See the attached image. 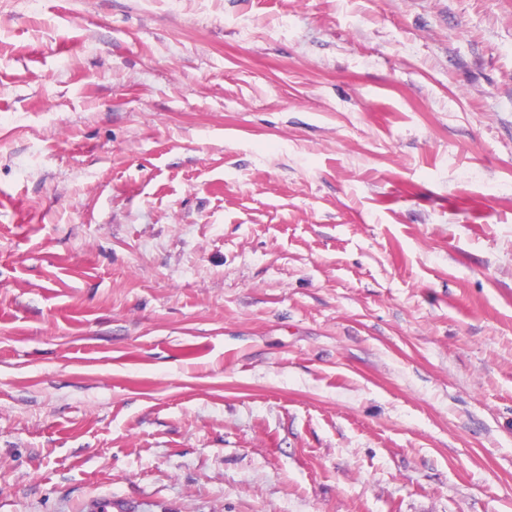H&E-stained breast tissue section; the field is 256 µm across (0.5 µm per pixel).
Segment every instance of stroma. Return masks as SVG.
Instances as JSON below:
<instances>
[{"mask_svg": "<svg viewBox=\"0 0 512 512\" xmlns=\"http://www.w3.org/2000/svg\"><path fill=\"white\" fill-rule=\"evenodd\" d=\"M512 512V0H0V512Z\"/></svg>", "mask_w": 512, "mask_h": 512, "instance_id": "stroma-1", "label": "stroma"}]
</instances>
